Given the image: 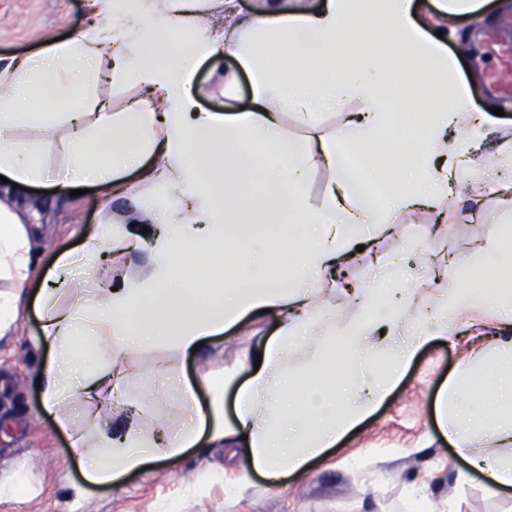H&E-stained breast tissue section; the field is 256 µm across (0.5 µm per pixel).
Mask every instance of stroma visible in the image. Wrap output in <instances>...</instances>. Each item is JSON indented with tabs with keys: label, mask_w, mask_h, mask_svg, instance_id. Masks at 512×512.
<instances>
[{
	"label": "stroma",
	"mask_w": 512,
	"mask_h": 512,
	"mask_svg": "<svg viewBox=\"0 0 512 512\" xmlns=\"http://www.w3.org/2000/svg\"><path fill=\"white\" fill-rule=\"evenodd\" d=\"M483 18L448 17L445 45L460 79L469 85L472 112L487 115L475 144L476 163L496 162L512 145V98L494 91L491 80L512 84V69L480 42L512 46V0H484ZM88 0H0V56L39 48L84 26ZM45 211L46 229L35 244L31 290L42 287L56 252L76 249L82 235L102 224L101 192L73 197L52 209V193H32ZM447 216L445 231L429 243L428 258L447 264L449 280L470 268L475 248L490 228L512 225V192L490 196L480 184L449 195L445 212L420 209L400 216L403 229L417 231ZM33 304H25L14 336L0 341V481L26 476L35 496L0 498V512H412L411 485H421L432 512H512V489L490 494L485 478L470 471L449 446L435 419L436 398L456 371L461 346L430 342L415 358L391 396L363 423L322 456L291 474L284 488L266 489L260 475L239 491L243 459L229 448H191L125 476L119 484L94 485L72 454L68 435L42 405L36 378L50 358L33 339L40 329ZM251 344L249 334L222 339L210 351L188 358L185 373L238 367ZM82 499H75V486Z\"/></svg>",
	"instance_id": "obj_1"
}]
</instances>
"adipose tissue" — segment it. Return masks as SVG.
Here are the masks:
<instances>
[{
    "mask_svg": "<svg viewBox=\"0 0 512 512\" xmlns=\"http://www.w3.org/2000/svg\"><path fill=\"white\" fill-rule=\"evenodd\" d=\"M234 57L251 83L238 108ZM209 63L223 111L202 106L196 70ZM415 0H321L312 10L263 0L241 17L236 0H106L104 19L20 56H0V339L35 298V338L52 351L44 409L70 435L93 484H112L199 444L242 448L244 469L279 488L387 400L433 339L465 343L439 397L436 423L487 488L512 487V458L475 453L486 437L512 443V299L479 263L512 269V226L492 230L466 286L433 271L435 229L392 254L377 235L399 215L439 209L467 185L474 138L468 85ZM339 112L341 125L322 127ZM307 128L304 141L288 122ZM374 158L387 196L359 186L336 150ZM333 180L305 190L309 171ZM95 186L134 199L78 249L56 254L51 287L29 295L43 231L25 191L57 201ZM292 233L270 239L280 219ZM373 273L352 279L358 246ZM353 310L342 317L339 304ZM504 331L472 334L470 313ZM277 330L244 360L250 376L224 421L228 375L207 377L199 403L184 375L197 343L263 320ZM154 352L160 386L122 404L104 390L137 386L139 355ZM339 363L336 382L321 373ZM95 404L83 423L74 406ZM171 410L173 425L155 421Z\"/></svg>",
    "mask_w": 512,
    "mask_h": 512,
    "instance_id": "ef3b65f1",
    "label": "adipose tissue"
}]
</instances>
